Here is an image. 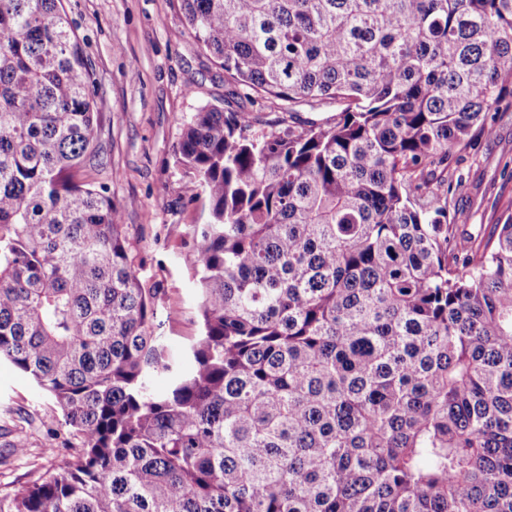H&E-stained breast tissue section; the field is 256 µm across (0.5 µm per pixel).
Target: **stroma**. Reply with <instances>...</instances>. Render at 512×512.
<instances>
[{"label":"stroma","mask_w":512,"mask_h":512,"mask_svg":"<svg viewBox=\"0 0 512 512\" xmlns=\"http://www.w3.org/2000/svg\"><path fill=\"white\" fill-rule=\"evenodd\" d=\"M96 71L103 117V164L91 179L107 184L141 279L158 289L165 310L179 311L162 332L173 352L196 334V295L189 259L191 225L204 223L205 199L174 165L183 126L204 105L226 108L224 71L185 23L180 0H65ZM450 177L462 180L450 212L464 236H488L512 204V99L488 117ZM27 451H13L16 441ZM77 439L61 409L33 381L0 362V492L59 473Z\"/></svg>","instance_id":"35a3bbf8"}]
</instances>
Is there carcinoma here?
<instances>
[{"label": "carcinoma", "mask_w": 512, "mask_h": 512, "mask_svg": "<svg viewBox=\"0 0 512 512\" xmlns=\"http://www.w3.org/2000/svg\"><path fill=\"white\" fill-rule=\"evenodd\" d=\"M231 99L203 106L199 334L169 351L94 168L97 82L64 0H0V361L80 443L0 512H512V214L448 171L512 95V0H181ZM167 378L158 391L154 380ZM243 105L248 110L256 113V116L258 117V123L255 126V130L258 132L270 130L268 125L275 120H281L284 118L287 123L289 121L288 113L280 112V110L276 108L275 105H273L270 101L258 100L256 103H254V105L244 101Z\"/></svg>", "instance_id": "cac0c4a2"}]
</instances>
